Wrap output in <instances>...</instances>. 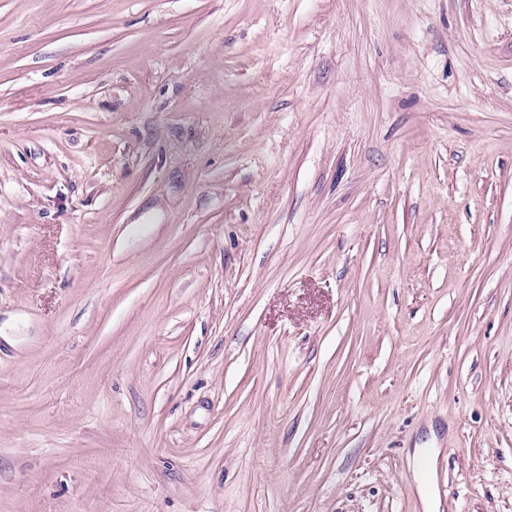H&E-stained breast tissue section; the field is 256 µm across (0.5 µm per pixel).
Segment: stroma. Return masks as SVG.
<instances>
[{"mask_svg": "<svg viewBox=\"0 0 512 512\" xmlns=\"http://www.w3.org/2000/svg\"><path fill=\"white\" fill-rule=\"evenodd\" d=\"M512 512V0H0V512Z\"/></svg>", "mask_w": 512, "mask_h": 512, "instance_id": "obj_1", "label": "stroma"}]
</instances>
